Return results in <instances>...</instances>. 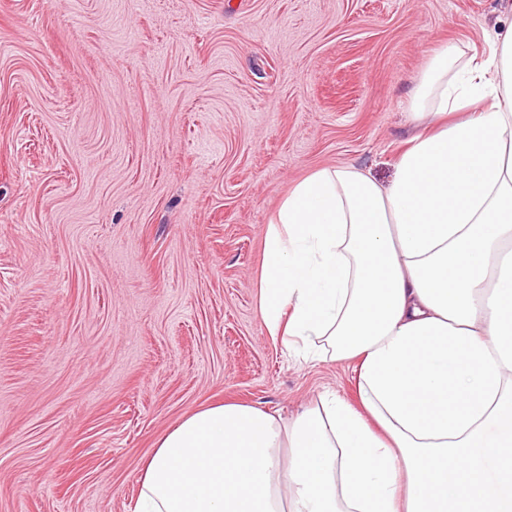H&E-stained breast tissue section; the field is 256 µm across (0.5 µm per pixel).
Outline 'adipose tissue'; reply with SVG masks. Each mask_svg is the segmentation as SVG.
<instances>
[{"instance_id": "obj_1", "label": "adipose tissue", "mask_w": 512, "mask_h": 512, "mask_svg": "<svg viewBox=\"0 0 512 512\" xmlns=\"http://www.w3.org/2000/svg\"><path fill=\"white\" fill-rule=\"evenodd\" d=\"M386 186L321 168L265 236L273 342L357 361L361 409L218 402L162 433L133 512H512V25L431 59Z\"/></svg>"}]
</instances>
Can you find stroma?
Wrapping results in <instances>:
<instances>
[{
    "instance_id": "stroma-1",
    "label": "stroma",
    "mask_w": 512,
    "mask_h": 512,
    "mask_svg": "<svg viewBox=\"0 0 512 512\" xmlns=\"http://www.w3.org/2000/svg\"><path fill=\"white\" fill-rule=\"evenodd\" d=\"M501 4L0 0V512H132L214 401L359 407L354 361L267 335V225L319 168L389 185L425 64Z\"/></svg>"
}]
</instances>
